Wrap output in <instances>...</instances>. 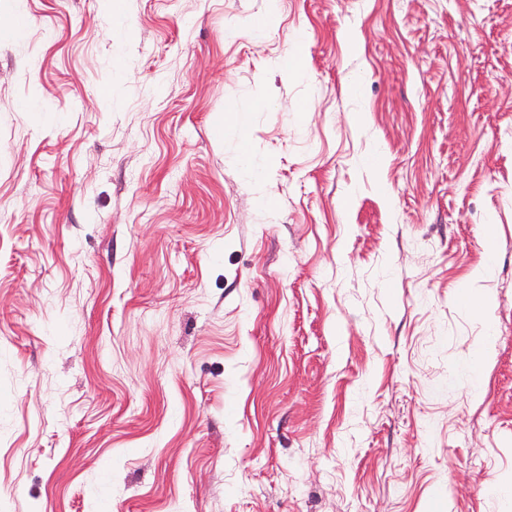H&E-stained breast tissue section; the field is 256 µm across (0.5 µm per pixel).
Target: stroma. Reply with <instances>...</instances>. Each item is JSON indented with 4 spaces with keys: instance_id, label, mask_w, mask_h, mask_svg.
Listing matches in <instances>:
<instances>
[{
    "instance_id": "obj_1",
    "label": "stroma",
    "mask_w": 512,
    "mask_h": 512,
    "mask_svg": "<svg viewBox=\"0 0 512 512\" xmlns=\"http://www.w3.org/2000/svg\"><path fill=\"white\" fill-rule=\"evenodd\" d=\"M506 481L512 0H0V512Z\"/></svg>"
}]
</instances>
